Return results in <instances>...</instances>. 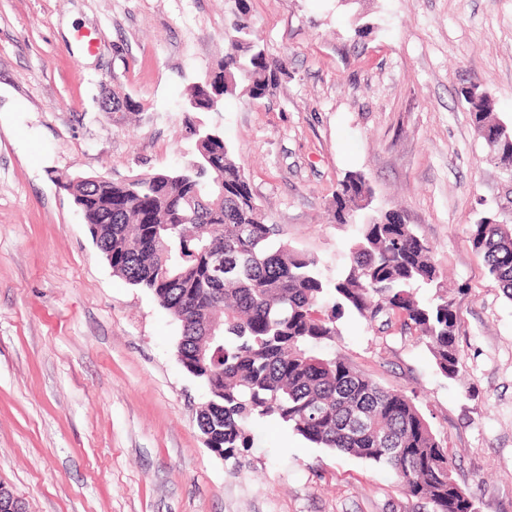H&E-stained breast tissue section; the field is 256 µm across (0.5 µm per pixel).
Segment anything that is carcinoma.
<instances>
[{
  "label": "carcinoma",
  "mask_w": 512,
  "mask_h": 512,
  "mask_svg": "<svg viewBox=\"0 0 512 512\" xmlns=\"http://www.w3.org/2000/svg\"><path fill=\"white\" fill-rule=\"evenodd\" d=\"M234 7L224 31V58L193 84L185 111L194 147L188 161L125 180L60 177L112 272L151 292L179 322L177 357L207 390L197 420L209 446L225 459L250 448L248 426L264 417L288 424L308 442L368 460L431 512H473L456 491L448 448L414 400L385 388L336 355L312 345L336 336V322L354 313L368 324H400L424 339L440 373L460 372L454 302L402 211L362 215L371 188L360 172L346 174L333 197L338 224H355L350 264L323 277L317 259L294 250L268 224L248 180L241 178L224 136L197 123L214 98L273 95L285 64L267 55L249 19L248 0ZM461 90L474 131L511 136L487 94ZM112 111L140 112L128 93L106 89ZM473 248L512 299V226L485 218L472 225ZM224 256V276L211 269Z\"/></svg>",
  "instance_id": "carcinoma-1"
}]
</instances>
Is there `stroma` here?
I'll list each match as a JSON object with an SVG mask.
<instances>
[{"label":"stroma","instance_id":"35a3bbf8","mask_svg":"<svg viewBox=\"0 0 512 512\" xmlns=\"http://www.w3.org/2000/svg\"><path fill=\"white\" fill-rule=\"evenodd\" d=\"M268 99H225L223 133L268 223L349 264L336 186L366 177L432 250L457 312L449 379L416 333L357 315L322 352L415 398L476 512H512V300L471 242L512 225V174L486 158L463 88L512 125V0H248ZM231 0H0V482L27 512H427L370 461L274 418L231 461L197 424L203 385L176 356L174 316L113 275L57 177L167 170L193 149L187 89L224 54ZM120 85L142 112H105Z\"/></svg>","mask_w":512,"mask_h":512}]
</instances>
